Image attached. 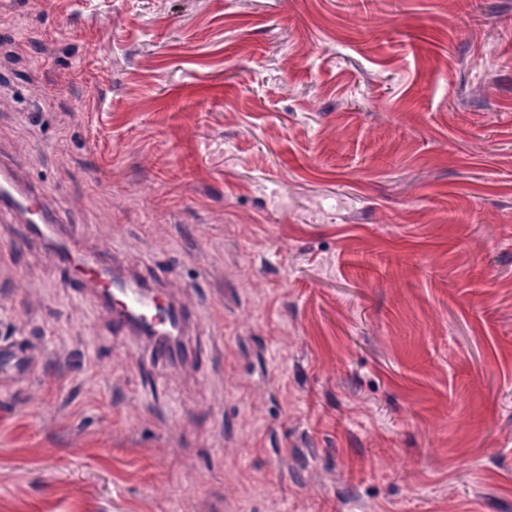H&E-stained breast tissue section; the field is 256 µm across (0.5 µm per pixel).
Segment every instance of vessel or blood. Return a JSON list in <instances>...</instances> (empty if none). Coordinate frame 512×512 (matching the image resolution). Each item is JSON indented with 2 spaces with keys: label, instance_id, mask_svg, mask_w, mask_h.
Masks as SVG:
<instances>
[{
  "label": "vessel or blood",
  "instance_id": "b4317fda",
  "mask_svg": "<svg viewBox=\"0 0 512 512\" xmlns=\"http://www.w3.org/2000/svg\"><path fill=\"white\" fill-rule=\"evenodd\" d=\"M37 224L46 229L49 241L62 247L65 270L78 287L90 289L93 296L109 309L112 332L116 335L143 336L151 341L156 361L169 362L175 350L153 340L155 322L175 329L178 336L188 335L193 317L173 298H160L157 289L119 265L108 266L97 254L85 250L78 238L59 224L41 202V195L15 170L0 163V221ZM22 362V376H30L35 364L28 359L25 346L13 339L0 340V364L5 360Z\"/></svg>",
  "mask_w": 512,
  "mask_h": 512
}]
</instances>
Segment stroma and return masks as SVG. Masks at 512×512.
Returning a JSON list of instances; mask_svg holds the SVG:
<instances>
[{
    "instance_id": "obj_1",
    "label": "stroma",
    "mask_w": 512,
    "mask_h": 512,
    "mask_svg": "<svg viewBox=\"0 0 512 512\" xmlns=\"http://www.w3.org/2000/svg\"><path fill=\"white\" fill-rule=\"evenodd\" d=\"M0 157L198 316L0 223V512H512V0H0ZM0 222L15 221L26 224L28 233L32 224H40L47 230V240L62 247L65 270L79 288L91 290L93 296L110 310L112 332L116 335L143 336L152 346V358L169 362L181 353L169 349L152 337L155 317L158 314L149 302L153 300L163 309L160 316L166 328L177 330V335L187 336L193 317L171 297L160 299L157 289L134 273L113 263L107 266L97 254L85 250L78 238L59 224L55 216L41 202V195L29 181L22 179L15 170L0 162ZM73 262H76L74 265ZM121 288L135 289L136 293L124 295ZM5 359L24 361L22 371L16 375V378H26L30 376L34 371V361L27 358L25 346L13 339L0 340V387L3 388L7 385L13 384L16 379H9L8 381L4 377V361Z\"/></svg>"
}]
</instances>
